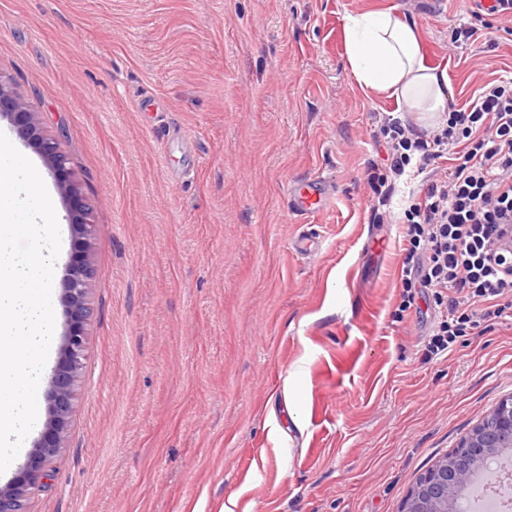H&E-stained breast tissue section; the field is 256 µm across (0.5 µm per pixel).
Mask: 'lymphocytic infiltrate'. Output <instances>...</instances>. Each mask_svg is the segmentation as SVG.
<instances>
[{
    "label": "lymphocytic infiltrate",
    "mask_w": 512,
    "mask_h": 512,
    "mask_svg": "<svg viewBox=\"0 0 512 512\" xmlns=\"http://www.w3.org/2000/svg\"><path fill=\"white\" fill-rule=\"evenodd\" d=\"M388 146L386 172L371 175L379 200L393 178L422 174L449 147L463 160L432 181L405 212L409 243L401 269L402 306L432 299L440 319L428 353L452 350L459 338L512 318V81L491 83L463 109H452L434 131L418 132L398 117L378 131Z\"/></svg>",
    "instance_id": "f902f5d3"
}]
</instances>
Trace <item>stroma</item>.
Returning a JSON list of instances; mask_svg holds the SVG:
<instances>
[{
	"instance_id": "obj_1",
	"label": "stroma",
	"mask_w": 512,
	"mask_h": 512,
	"mask_svg": "<svg viewBox=\"0 0 512 512\" xmlns=\"http://www.w3.org/2000/svg\"><path fill=\"white\" fill-rule=\"evenodd\" d=\"M415 18L452 105L512 78L504 22L453 48L473 0H0V78L62 150L94 226L92 316L49 490L32 512H403L417 479L512 393V320L426 351L439 314L401 310L403 210L379 206L348 13ZM151 100V111L140 104ZM7 134L70 205L9 117ZM320 175L325 209L288 212ZM311 229L318 255L289 242Z\"/></svg>"
}]
</instances>
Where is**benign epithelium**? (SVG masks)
I'll return each instance as SVG.
<instances>
[{
    "label": "benign epithelium",
    "mask_w": 512,
    "mask_h": 512,
    "mask_svg": "<svg viewBox=\"0 0 512 512\" xmlns=\"http://www.w3.org/2000/svg\"><path fill=\"white\" fill-rule=\"evenodd\" d=\"M12 117L19 134L30 141L51 170L61 195L71 205L76 247L67 267L64 300L69 323L57 365L47 383L48 417L26 464L7 486L0 487V512H29L32 495L51 485L53 463L65 448L82 359L86 348L85 326L90 317L88 296L92 279L93 225L74 180L69 159L59 138L43 131L36 113L0 79V116ZM512 447V394L503 398L475 429L459 443L461 452L443 458L423 474L412 488L404 512H454L459 492L471 483L474 471L467 465L472 457H490Z\"/></svg>",
    "instance_id": "1"
}]
</instances>
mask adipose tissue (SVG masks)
<instances>
[{
    "mask_svg": "<svg viewBox=\"0 0 512 512\" xmlns=\"http://www.w3.org/2000/svg\"><path fill=\"white\" fill-rule=\"evenodd\" d=\"M348 67L359 87L394 97L419 126L434 124L451 88L445 70L426 57L421 28L396 8L357 11L345 18Z\"/></svg>",
    "mask_w": 512,
    "mask_h": 512,
    "instance_id": "adipose-tissue-1",
    "label": "adipose tissue"
}]
</instances>
